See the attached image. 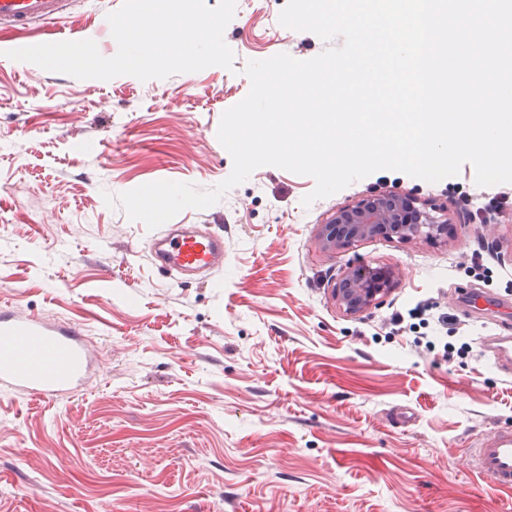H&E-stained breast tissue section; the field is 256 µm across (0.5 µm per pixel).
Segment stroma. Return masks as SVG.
I'll use <instances>...</instances> for the list:
<instances>
[{
    "label": "stroma",
    "instance_id": "35a3bbf8",
    "mask_svg": "<svg viewBox=\"0 0 512 512\" xmlns=\"http://www.w3.org/2000/svg\"><path fill=\"white\" fill-rule=\"evenodd\" d=\"M122 4L74 0L59 29L112 57L98 25ZM286 4L240 0L230 70L104 81L0 57V307L84 325L103 354L56 401L0 390V512H512V491L465 463L512 429V377L480 345L490 318L459 303L470 288L512 301V207L476 223L456 205L512 183L477 185L469 163L436 183L379 170L306 207L313 178L262 166L174 216L224 230L223 270L190 283L156 268L150 229L104 200L230 175L217 131L250 90L247 63L343 44L281 26ZM385 189L447 206V241L318 252V224ZM349 264L400 269L358 316L329 290ZM419 302L447 314L450 358L391 335V313Z\"/></svg>",
    "mask_w": 512,
    "mask_h": 512
}]
</instances>
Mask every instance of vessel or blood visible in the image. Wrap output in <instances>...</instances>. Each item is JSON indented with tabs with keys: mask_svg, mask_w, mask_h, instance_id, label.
Listing matches in <instances>:
<instances>
[{
	"mask_svg": "<svg viewBox=\"0 0 512 512\" xmlns=\"http://www.w3.org/2000/svg\"><path fill=\"white\" fill-rule=\"evenodd\" d=\"M71 0H0V31L17 35L39 30L54 35ZM153 262L193 280L224 267V233L196 232L189 224H168L149 243ZM499 369L512 372V336L481 341ZM99 362L87 331L73 323L30 317L0 308V389L51 402L81 391ZM466 463L497 487L512 491V430H496L470 449Z\"/></svg>",
	"mask_w": 512,
	"mask_h": 512,
	"instance_id": "vessel-or-blood-1",
	"label": "vessel or blood"
}]
</instances>
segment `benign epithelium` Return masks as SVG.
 Wrapping results in <instances>:
<instances>
[{
  "instance_id": "benign-epithelium-1",
  "label": "benign epithelium",
  "mask_w": 512,
  "mask_h": 512,
  "mask_svg": "<svg viewBox=\"0 0 512 512\" xmlns=\"http://www.w3.org/2000/svg\"><path fill=\"white\" fill-rule=\"evenodd\" d=\"M446 234L448 224L440 223L426 210L421 211L416 222L409 223L401 194L385 190L337 208L325 223L318 225L314 241L321 251L334 254L377 236L410 242L418 238L439 241ZM398 276L395 267L350 264L332 286L331 295L344 313L359 315L378 306Z\"/></svg>"
}]
</instances>
